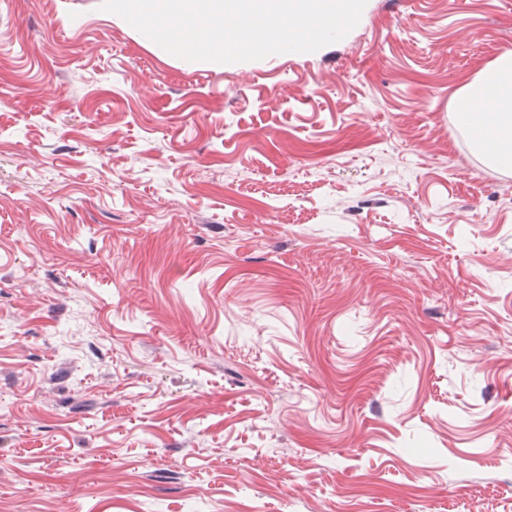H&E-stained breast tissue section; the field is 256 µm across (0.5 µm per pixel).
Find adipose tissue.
Listing matches in <instances>:
<instances>
[{
  "label": "adipose tissue",
  "instance_id": "1",
  "mask_svg": "<svg viewBox=\"0 0 512 512\" xmlns=\"http://www.w3.org/2000/svg\"><path fill=\"white\" fill-rule=\"evenodd\" d=\"M457 126L492 166L512 171V47L502 48L478 77L464 85Z\"/></svg>",
  "mask_w": 512,
  "mask_h": 512
}]
</instances>
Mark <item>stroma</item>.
<instances>
[{
  "label": "stroma",
  "instance_id": "stroma-1",
  "mask_svg": "<svg viewBox=\"0 0 512 512\" xmlns=\"http://www.w3.org/2000/svg\"><path fill=\"white\" fill-rule=\"evenodd\" d=\"M512 0L184 64L0 0V512H512ZM462 99L473 106L455 112L457 126L492 166L512 171V47L502 48L478 77L464 85ZM488 112H476L482 106Z\"/></svg>",
  "mask_w": 512,
  "mask_h": 512
}]
</instances>
